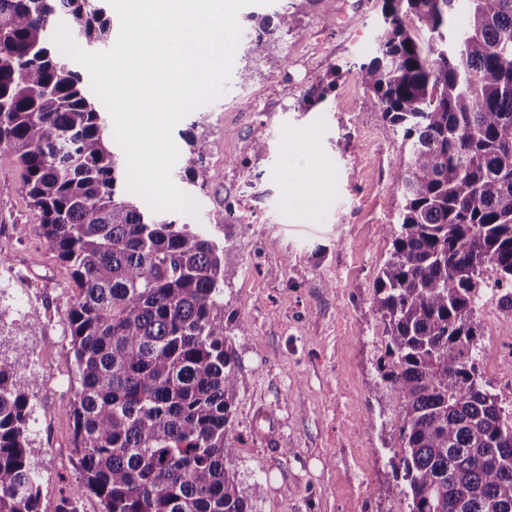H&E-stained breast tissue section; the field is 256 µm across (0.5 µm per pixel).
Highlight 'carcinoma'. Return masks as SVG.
Returning <instances> with one entry per match:
<instances>
[{
  "label": "carcinoma",
  "mask_w": 512,
  "mask_h": 512,
  "mask_svg": "<svg viewBox=\"0 0 512 512\" xmlns=\"http://www.w3.org/2000/svg\"><path fill=\"white\" fill-rule=\"evenodd\" d=\"M101 2L0 0V152L15 156L75 285L66 411L80 480L54 512H83L86 494L102 512H251L227 430L237 363L224 284L236 270L210 233L139 204L53 41L61 16L86 43L105 41ZM381 16L357 78L407 147L376 281L381 379L400 398L396 478L410 512H512V411L482 384L476 344L484 290L512 310V0H382ZM291 28L283 10L256 18L253 35L259 45ZM195 127L179 175L202 187L210 143ZM28 358L17 346L0 361V512H41L17 378Z\"/></svg>",
  "instance_id": "1"
}]
</instances>
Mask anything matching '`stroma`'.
Here are the masks:
<instances>
[{
	"mask_svg": "<svg viewBox=\"0 0 512 512\" xmlns=\"http://www.w3.org/2000/svg\"><path fill=\"white\" fill-rule=\"evenodd\" d=\"M288 3L292 31L258 47L239 41L221 95L177 125L211 144L208 182L187 189L199 215L184 223L229 214L218 239L237 270L224 286L238 365L232 468L252 512H409L389 449L399 398L378 370L385 341L374 288L400 205L391 173L405 149L351 69L373 49L381 0ZM318 91L323 100L310 101ZM298 149L315 164L305 191L292 193ZM20 182L14 157L0 152V286L14 295L12 308L0 307V356H10L16 329L43 361L42 375L20 377L41 506L53 512L79 479L65 411L74 286ZM476 320L483 377L493 392H511L512 318L488 300Z\"/></svg>",
	"mask_w": 512,
	"mask_h": 512,
	"instance_id": "stroma-1",
	"label": "stroma"
}]
</instances>
